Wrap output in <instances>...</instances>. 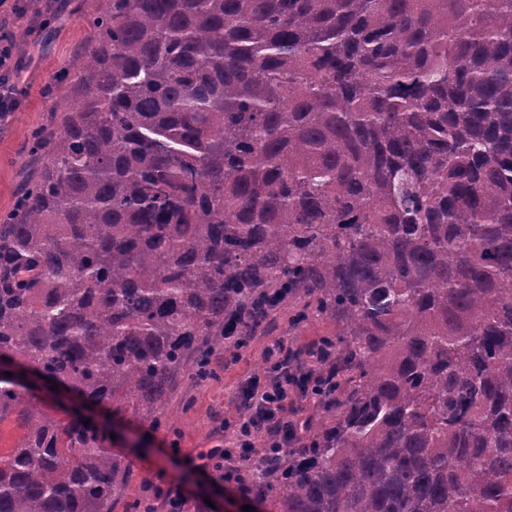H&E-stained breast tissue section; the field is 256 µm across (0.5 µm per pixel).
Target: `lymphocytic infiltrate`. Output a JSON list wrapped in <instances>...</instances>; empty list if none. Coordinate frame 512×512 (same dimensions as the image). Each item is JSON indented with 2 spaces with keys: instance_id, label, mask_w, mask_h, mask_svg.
I'll use <instances>...</instances> for the list:
<instances>
[{
  "instance_id": "obj_1",
  "label": "lymphocytic infiltrate",
  "mask_w": 512,
  "mask_h": 512,
  "mask_svg": "<svg viewBox=\"0 0 512 512\" xmlns=\"http://www.w3.org/2000/svg\"><path fill=\"white\" fill-rule=\"evenodd\" d=\"M41 3V10L32 12L23 0H9L0 13V119L17 109L22 94L10 22L24 19L31 28L42 30L68 6V0ZM267 355L270 372L249 382L242 391L235 419L223 422L224 447L199 453L194 466L211 483L225 486L242 498L256 484V469L268 467L272 458L300 440L304 423L292 411L291 388H298L302 397H311L321 379L301 351L284 342L272 344Z\"/></svg>"
}]
</instances>
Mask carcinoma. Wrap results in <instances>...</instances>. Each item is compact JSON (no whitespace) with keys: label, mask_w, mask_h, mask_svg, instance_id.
Segmentation results:
<instances>
[{"label":"carcinoma","mask_w":512,"mask_h":512,"mask_svg":"<svg viewBox=\"0 0 512 512\" xmlns=\"http://www.w3.org/2000/svg\"><path fill=\"white\" fill-rule=\"evenodd\" d=\"M0 219V512L132 469L14 367L169 429L229 336L326 319L266 512H512V0H106Z\"/></svg>","instance_id":"1"}]
</instances>
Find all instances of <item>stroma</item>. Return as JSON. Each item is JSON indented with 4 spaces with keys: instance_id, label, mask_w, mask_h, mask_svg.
<instances>
[{
    "instance_id": "stroma-1",
    "label": "stroma",
    "mask_w": 512,
    "mask_h": 512,
    "mask_svg": "<svg viewBox=\"0 0 512 512\" xmlns=\"http://www.w3.org/2000/svg\"><path fill=\"white\" fill-rule=\"evenodd\" d=\"M95 7V0H69L67 9L47 30L29 36L25 33V22H18L15 27L22 36L17 58L23 95L16 111L0 120V214L12 209L32 174L23 165L27 140L34 129L51 125L53 112L60 110L63 93L52 94L48 88L58 71L72 68L77 48L90 41L89 19ZM293 314V309L283 308L276 314L271 329L252 337L245 349H235L232 342H225L223 350L213 357L215 379L200 383L180 380L168 406L171 430L153 433L148 422L133 413L115 415L105 406L88 405V413L114 431L112 450L132 465L131 482L115 512H124L123 503L127 500L152 505L154 512H164L157 494L163 480L183 481L190 502L188 512H243L245 499L228 494L218 485L183 479L177 460L223 439L224 420L238 413L240 386L249 378L264 376L269 369L264 357L269 345L282 340L306 350L331 329L330 323L317 318L292 328ZM23 394L62 420L69 419L78 402L77 396L65 388L53 389L31 382L25 384Z\"/></svg>"
}]
</instances>
